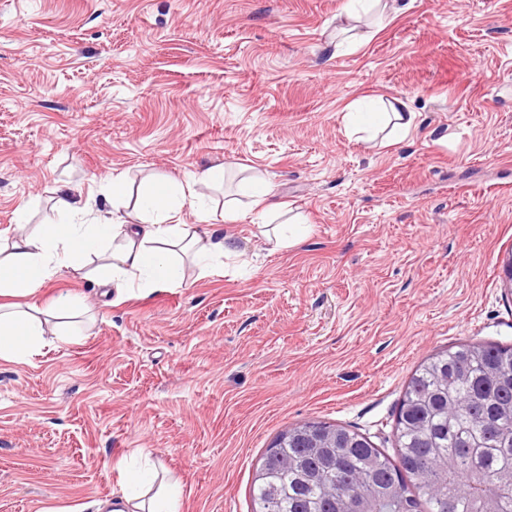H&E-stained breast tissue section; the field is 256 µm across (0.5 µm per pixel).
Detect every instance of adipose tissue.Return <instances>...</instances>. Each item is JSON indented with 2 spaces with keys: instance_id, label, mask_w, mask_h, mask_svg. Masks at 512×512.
<instances>
[{
  "instance_id": "adipose-tissue-1",
  "label": "adipose tissue",
  "mask_w": 512,
  "mask_h": 512,
  "mask_svg": "<svg viewBox=\"0 0 512 512\" xmlns=\"http://www.w3.org/2000/svg\"><path fill=\"white\" fill-rule=\"evenodd\" d=\"M387 113L349 112L345 119L350 133H367L384 116L394 120L395 140L405 139L417 126L418 115L400 99L387 103ZM112 209L96 215L80 199L61 193L55 209L58 221L36 233H19L0 245V358L26 360L46 343L75 336L62 317L77 311L78 299L59 296L52 307H40L36 297L41 287L60 271L89 270L101 285L115 284L146 292L182 287L185 270L177 252L191 253L200 271L234 256L228 237L207 240L189 233L180 214L191 205L199 217H208L203 197L192 186H177L164 177L153 178L133 209H126V181L113 176L107 185ZM148 473L125 472L121 497L110 512H177L179 487L164 486L151 504L140 501L139 489L148 483Z\"/></svg>"
}]
</instances>
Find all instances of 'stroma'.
I'll use <instances>...</instances> for the list:
<instances>
[{
    "mask_svg": "<svg viewBox=\"0 0 512 512\" xmlns=\"http://www.w3.org/2000/svg\"><path fill=\"white\" fill-rule=\"evenodd\" d=\"M347 0H0V236L55 219L58 188L111 211L151 177L197 184L182 218L242 255L142 295L65 270L83 334L0 359V512H99L140 453L180 512H251L266 449L305 421L395 453L409 378L461 343L512 347V0H407L356 46L326 48ZM418 126L380 146L348 134L363 94ZM268 180L279 212L247 209ZM302 240L266 243L288 219Z\"/></svg>",
    "mask_w": 512,
    "mask_h": 512,
    "instance_id": "obj_1",
    "label": "stroma"
}]
</instances>
